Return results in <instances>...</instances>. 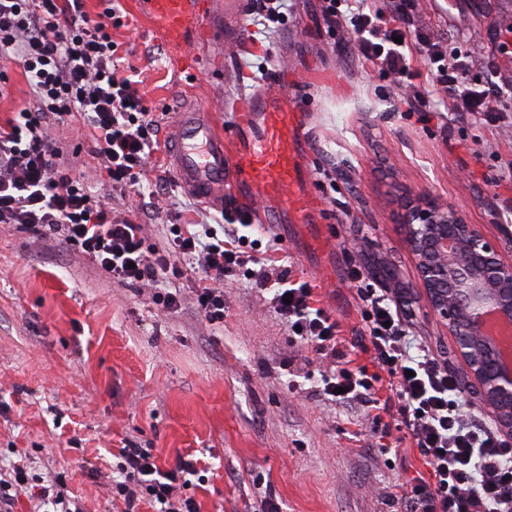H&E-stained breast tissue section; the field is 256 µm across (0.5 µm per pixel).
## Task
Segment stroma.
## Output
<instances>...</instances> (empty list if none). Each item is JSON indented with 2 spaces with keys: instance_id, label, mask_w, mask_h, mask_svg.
I'll list each match as a JSON object with an SVG mask.
<instances>
[{
  "instance_id": "1",
  "label": "stroma",
  "mask_w": 512,
  "mask_h": 512,
  "mask_svg": "<svg viewBox=\"0 0 512 512\" xmlns=\"http://www.w3.org/2000/svg\"><path fill=\"white\" fill-rule=\"evenodd\" d=\"M253 0L233 21L200 20L187 45L159 36L138 0H86L90 14L117 7L112 37L126 53L147 111L170 130L187 99L230 123L245 95L273 73L306 114L311 186L323 203L329 255L307 229L262 232L295 277L317 285L319 300L348 340L361 333L351 268L382 261L408 293L421 289L400 222L407 191L447 201L512 259V121L450 111L447 95L425 85V111H409L393 76L360 55L349 31L324 18V0H291L275 28L247 24ZM416 32L450 41L472 60V81L501 90L512 114V0H415ZM90 186L101 181L81 124L59 140ZM249 189L207 206L172 184L146 246L163 244L168 224L220 219ZM168 282L141 288L112 282L58 234L35 236L0 224V465L26 457L34 472L64 473L78 512H124L112 498L109 462L123 440L154 449L162 467L199 460L202 479L185 489L199 512H260L273 496L282 512H389L386 499L421 467L416 455L387 464L382 424L357 404L319 394L308 352L274 312L271 291L246 272L224 283V320L192 305L166 312ZM449 370L453 343L417 302L405 314Z\"/></svg>"
}]
</instances>
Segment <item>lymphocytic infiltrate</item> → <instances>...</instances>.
Instances as JSON below:
<instances>
[{
	"label": "lymphocytic infiltrate",
	"instance_id": "obj_1",
	"mask_svg": "<svg viewBox=\"0 0 512 512\" xmlns=\"http://www.w3.org/2000/svg\"><path fill=\"white\" fill-rule=\"evenodd\" d=\"M342 3L327 0L330 23L361 34L362 57L399 87L412 85L415 51L431 64L429 78L447 93L453 111L500 120L493 106L499 90L472 85L469 60L406 26L413 0H392V27L383 26L380 15L346 10ZM122 24L112 8L90 16L83 0H0V59L18 61L32 95L30 106L0 124V224H19L37 236L62 233L110 278L127 285L151 286L167 272H185L193 278L199 312L211 322L224 318L225 278L247 270L255 286H274L275 312L293 339L325 363L323 396L339 404L360 402L375 420H389L398 435L382 446L383 454L398 459L418 451L425 474L403 483L390 503L402 512H512V441L464 413L456 374L427 345L410 354L409 331L390 289L375 287L362 269L351 270L362 301V334L352 347L321 306L315 285L295 278L268 252L247 247L239 216L227 213L222 223L195 230L171 225L166 246L149 249L143 220L113 208V194L135 187L145 174L161 147L162 128L161 117L146 111L119 65L120 46L111 30ZM76 122L100 162L104 194H92L55 146V133ZM360 352L369 355V364L358 362ZM114 470L112 495L128 512L142 502L154 512H198L194 498L179 493L196 475V461L181 458L166 469L152 449L128 443L119 449ZM65 486L63 476L44 485L24 464L13 463L10 478H0V512H13L17 494L27 490L65 506Z\"/></svg>",
	"mask_w": 512,
	"mask_h": 512
}]
</instances>
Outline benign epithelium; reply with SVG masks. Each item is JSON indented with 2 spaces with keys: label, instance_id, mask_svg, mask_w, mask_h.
<instances>
[{
  "label": "benign epithelium",
  "instance_id": "1",
  "mask_svg": "<svg viewBox=\"0 0 512 512\" xmlns=\"http://www.w3.org/2000/svg\"><path fill=\"white\" fill-rule=\"evenodd\" d=\"M406 197L401 224L426 308L453 340L471 405L512 439V367L485 329L489 317L512 326V261L441 198Z\"/></svg>",
  "mask_w": 512,
  "mask_h": 512
}]
</instances>
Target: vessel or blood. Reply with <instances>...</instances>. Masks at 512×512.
Wrapping results in <instances>:
<instances>
[{"label": "vessel or blood", "instance_id": "vessel-or-blood-1", "mask_svg": "<svg viewBox=\"0 0 512 512\" xmlns=\"http://www.w3.org/2000/svg\"><path fill=\"white\" fill-rule=\"evenodd\" d=\"M221 0H143L159 20L169 45L186 44V26ZM303 114L287 97L262 91L237 109L231 131L216 115L194 104L178 112L168 142L167 162L179 185L198 198L220 203L227 181L254 189L265 211L293 224L311 223L322 210L313 191Z\"/></svg>", "mask_w": 512, "mask_h": 512}]
</instances>
